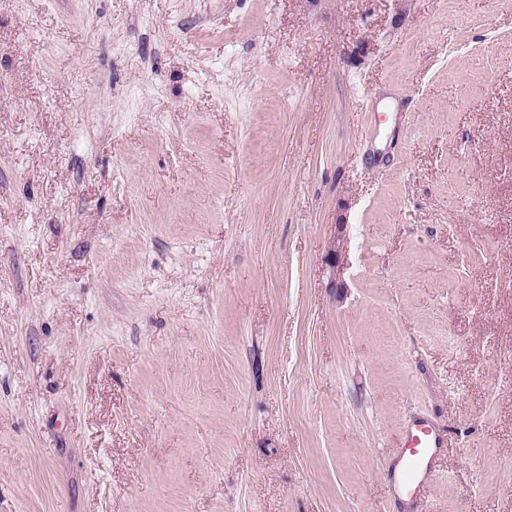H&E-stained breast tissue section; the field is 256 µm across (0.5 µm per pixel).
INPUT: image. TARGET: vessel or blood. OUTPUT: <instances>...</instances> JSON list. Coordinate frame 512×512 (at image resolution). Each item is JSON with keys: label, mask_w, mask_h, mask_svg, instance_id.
Wrapping results in <instances>:
<instances>
[{"label": "vessel or blood", "mask_w": 512, "mask_h": 512, "mask_svg": "<svg viewBox=\"0 0 512 512\" xmlns=\"http://www.w3.org/2000/svg\"><path fill=\"white\" fill-rule=\"evenodd\" d=\"M445 438L428 421L412 420L400 437L389 462L393 497L421 502L437 478L436 461Z\"/></svg>", "instance_id": "obj_1"}]
</instances>
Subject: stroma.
<instances>
[{"instance_id": "35a3bbf8", "label": "stroma", "mask_w": 512, "mask_h": 512, "mask_svg": "<svg viewBox=\"0 0 512 512\" xmlns=\"http://www.w3.org/2000/svg\"><path fill=\"white\" fill-rule=\"evenodd\" d=\"M422 415L512 512V0H0V512H415ZM445 448V438L428 421L410 422L389 462L394 498L410 502L426 500L431 483L439 476L436 461Z\"/></svg>"}]
</instances>
